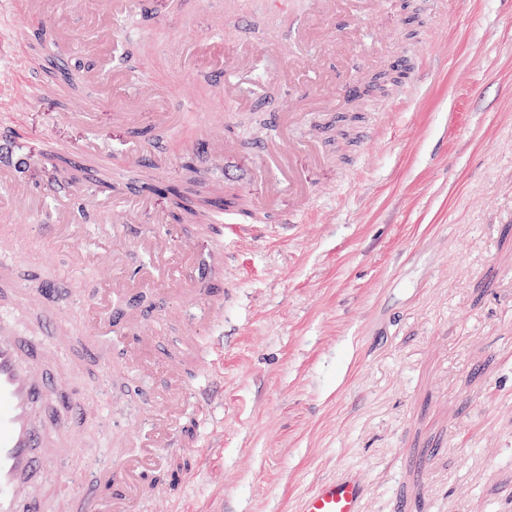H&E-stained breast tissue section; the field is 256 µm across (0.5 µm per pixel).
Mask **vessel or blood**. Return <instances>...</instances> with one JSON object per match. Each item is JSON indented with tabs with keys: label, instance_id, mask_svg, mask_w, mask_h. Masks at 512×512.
Segmentation results:
<instances>
[{
	"label": "vessel or blood",
	"instance_id": "1",
	"mask_svg": "<svg viewBox=\"0 0 512 512\" xmlns=\"http://www.w3.org/2000/svg\"><path fill=\"white\" fill-rule=\"evenodd\" d=\"M149 7V0H112V10L94 42L74 40L60 21L52 22L50 35L40 41L35 25L44 19L42 0H0V28L7 30L19 87L29 103L64 99L62 86L42 74L40 60L44 57L76 66L78 81L93 89L122 84L135 99L155 100L157 86L125 70L116 49L125 21ZM367 15L401 19L402 2L310 0L307 13L289 24L296 50L275 69L276 80L289 88L307 82L331 100L354 93L365 68L396 58L389 46L377 47L361 57L351 53V46L364 40L359 21ZM273 54V48L259 50L240 42L225 60L211 58L206 44L188 47L182 56L189 61L210 58L215 91L234 102L260 96L265 82L258 64ZM298 118L301 132L288 142L283 138L286 113L272 115L271 131L252 167L250 217L237 218L235 211L222 206L224 183L212 178L208 187L214 206L175 235L169 214L155 209L147 198L130 194L120 174L125 167L137 170L144 181H158L175 169V155H145L137 139L118 150L97 135L76 143L61 142L53 151L36 153L25 141L23 114L0 113V235L10 236L16 244L37 240L42 250L68 243L75 263L93 267L101 283L99 290L84 300L89 319L84 327L83 350L96 352L104 366H111L113 357L118 356L137 377H160L143 393L146 437L139 441L138 452L118 465L102 468L93 485L73 492L79 512H134L148 479L168 472L171 453L186 447L192 431L204 430L219 399L224 347L219 344L208 350L194 337L186 336L171 359L159 362L147 358V349L154 346L163 328L161 321H146L139 307L131 303L133 288L174 282V295L181 305L195 309L199 325L223 310L225 238L254 232L270 222L300 223L317 195L306 170L321 169L331 162L308 113H299ZM181 145L185 151L215 160L227 161L237 155L235 141L224 135V115L220 112L209 113L200 139L186 138ZM62 154L95 169L98 179L82 183L60 175L39 192H32L21 177L22 168L33 162L54 165ZM286 198L291 200V207H283ZM110 208L141 212L147 218V228L132 236L144 257V265L136 273H124L113 263L111 254L92 249L73 233L80 214L101 218ZM22 213L39 217V224L19 223L17 217ZM200 238L211 241L208 257H200L194 249ZM46 354L41 339L19 338L12 321L0 318V512H46L45 500L32 494L29 484L57 457L56 449L50 446L51 437L65 436L70 425L66 416L50 429L41 421L44 405L64 391L38 366ZM364 496V483L351 473L320 482L304 496L300 512H362Z\"/></svg>",
	"mask_w": 512,
	"mask_h": 512
}]
</instances>
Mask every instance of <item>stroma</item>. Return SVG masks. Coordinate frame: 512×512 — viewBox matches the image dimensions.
Wrapping results in <instances>:
<instances>
[{"instance_id":"1","label":"stroma","mask_w":512,"mask_h":512,"mask_svg":"<svg viewBox=\"0 0 512 512\" xmlns=\"http://www.w3.org/2000/svg\"><path fill=\"white\" fill-rule=\"evenodd\" d=\"M179 20L167 29L134 17L122 28L124 65L159 85L155 104L121 90L93 104L92 128L114 143L130 140L113 112L175 113L176 135L146 144L172 151L201 135L211 112L243 141L239 175L254 157L271 105L296 112L298 91L276 80L261 98H215L206 62L189 72L169 62L172 43L222 35L213 53L237 41L276 43L267 68L290 56L289 15L302 0H167ZM407 24L370 16L374 40L409 47L410 87H388L389 119L374 133L351 134L332 171H315L320 192L303 223L233 237L224 280L231 294L206 336L224 342L222 400L204 430L207 464L184 449L190 477L177 502L168 486L145 494L137 512H299L317 483L347 473L366 485L363 512H512V0H446L432 15L410 0ZM193 74L197 96L179 88ZM25 134L36 145L79 141L81 129L54 103L30 107ZM30 254L0 241L22 289L53 286L68 334H44L35 311L0 300L16 329L42 337L44 369L72 384L87 408L56 465L38 481L52 512H72L60 481L92 484L110 461L134 452L144 421V389L123 366L111 376L76 362L86 311L79 293L97 286L66 247Z\"/></svg>"}]
</instances>
